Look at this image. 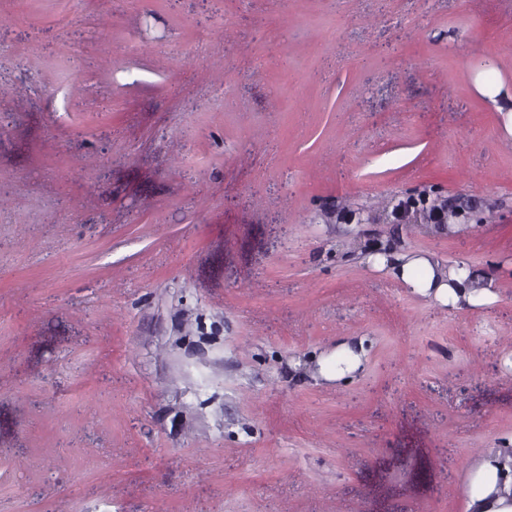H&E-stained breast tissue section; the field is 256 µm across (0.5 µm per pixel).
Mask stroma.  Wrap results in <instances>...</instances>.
<instances>
[{
  "instance_id": "35a3bbf8",
  "label": "stroma",
  "mask_w": 512,
  "mask_h": 512,
  "mask_svg": "<svg viewBox=\"0 0 512 512\" xmlns=\"http://www.w3.org/2000/svg\"><path fill=\"white\" fill-rule=\"evenodd\" d=\"M510 443L512 0H0V512H469ZM377 264L387 267L391 275L400 278L411 288L418 289L443 304L457 303L461 298L470 301L484 286L475 273L466 267L445 269L427 257L387 251L370 256ZM346 357L330 359L321 368L320 374L327 381L343 379L347 374L356 371L360 365V357L349 349L341 350Z\"/></svg>"
}]
</instances>
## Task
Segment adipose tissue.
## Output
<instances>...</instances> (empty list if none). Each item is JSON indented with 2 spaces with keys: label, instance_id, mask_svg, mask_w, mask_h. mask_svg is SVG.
<instances>
[{
  "label": "adipose tissue",
  "instance_id": "adipose-tissue-1",
  "mask_svg": "<svg viewBox=\"0 0 512 512\" xmlns=\"http://www.w3.org/2000/svg\"><path fill=\"white\" fill-rule=\"evenodd\" d=\"M373 259L411 288L444 304L471 300L483 288L475 273L465 266L447 269L426 257L392 251L374 254Z\"/></svg>",
  "mask_w": 512,
  "mask_h": 512
}]
</instances>
